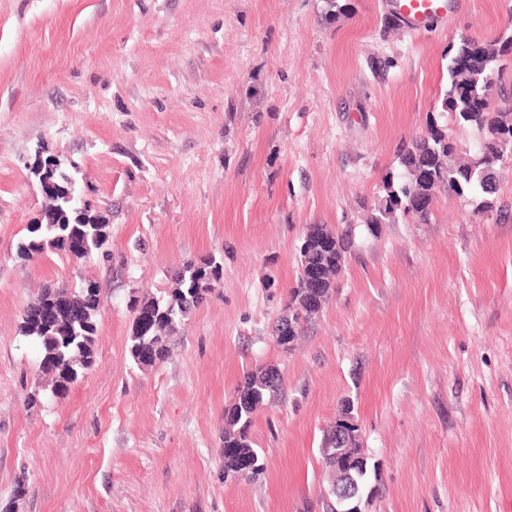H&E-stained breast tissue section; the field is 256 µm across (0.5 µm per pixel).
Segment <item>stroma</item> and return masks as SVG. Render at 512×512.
<instances>
[{
	"mask_svg": "<svg viewBox=\"0 0 512 512\" xmlns=\"http://www.w3.org/2000/svg\"><path fill=\"white\" fill-rule=\"evenodd\" d=\"M346 2L0 0V512H323L322 430L346 402L361 512H512V167L504 215L441 194L431 223L361 222L441 116L449 44L494 39L512 0L419 33ZM47 157L107 224L106 255H17ZM312 224L356 248L286 350L273 326ZM208 256L217 288L137 366L130 297H167ZM49 284L99 289L95 363L33 406L46 381L20 327ZM260 365L285 378L250 428L264 470L228 481L224 409Z\"/></svg>",
	"mask_w": 512,
	"mask_h": 512,
	"instance_id": "obj_1",
	"label": "stroma"
}]
</instances>
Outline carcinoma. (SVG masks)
I'll return each instance as SVG.
<instances>
[{
  "mask_svg": "<svg viewBox=\"0 0 512 512\" xmlns=\"http://www.w3.org/2000/svg\"><path fill=\"white\" fill-rule=\"evenodd\" d=\"M448 82L441 111L458 127L476 135L470 149L460 146L448 126L432 119L428 134L404 144L398 153L399 170L383 182L384 195L366 210L365 224H394L401 219L428 224L433 216L437 192L448 196L470 195L476 209L491 213L496 208V177L512 161V80L505 79L507 61H512V28L492 40L459 38L448 48ZM489 89L496 104L475 110L470 93ZM77 199L48 201L45 221L28 227V236L17 244V253L29 255L64 250L65 239H77L88 255L103 249L107 225L86 211H76ZM354 247L349 229L335 231L325 224H311L300 246V262L295 287L275 323L276 341L283 348L296 341L329 302L337 277ZM317 275L323 287H307L308 277ZM223 276V266L213 257L186 264L176 275L175 287L165 299H131L133 313H149V324L134 319L130 355L139 362L143 351H150L160 363L170 353L173 335L189 311L199 306ZM57 311L53 323L38 321L41 309ZM98 289L66 286L41 290L24 310L21 333L34 342L40 354L39 370L48 378L50 392L61 396L68 385L91 368L94 359ZM283 377L273 365L244 372L234 401L224 409V478L251 479L262 473L258 450L249 436L256 411L273 401L282 388ZM335 431H324L320 454L329 477V488L337 480Z\"/></svg>",
  "mask_w": 512,
  "mask_h": 512,
  "instance_id": "cac0c4a2",
  "label": "carcinoma"
}]
</instances>
